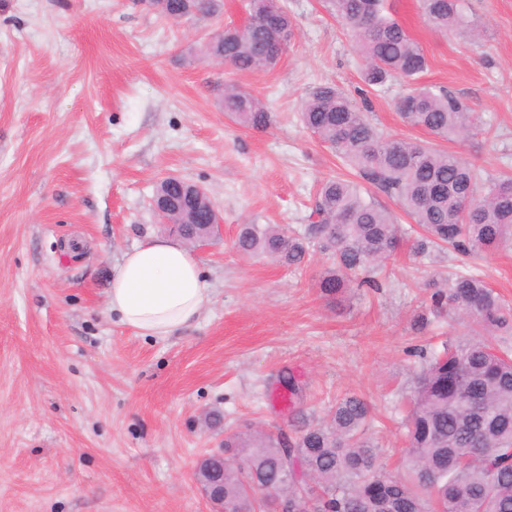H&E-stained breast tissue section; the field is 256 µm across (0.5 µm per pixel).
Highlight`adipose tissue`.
<instances>
[{"instance_id":"adipose-tissue-1","label":"adipose tissue","mask_w":512,"mask_h":512,"mask_svg":"<svg viewBox=\"0 0 512 512\" xmlns=\"http://www.w3.org/2000/svg\"><path fill=\"white\" fill-rule=\"evenodd\" d=\"M208 295L192 252L180 241L154 236L114 268L108 309L140 335L166 338L197 320Z\"/></svg>"}]
</instances>
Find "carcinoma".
Returning <instances> with one entry per match:
<instances>
[{
    "label": "carcinoma",
    "instance_id": "cac0c4a2",
    "mask_svg": "<svg viewBox=\"0 0 512 512\" xmlns=\"http://www.w3.org/2000/svg\"><path fill=\"white\" fill-rule=\"evenodd\" d=\"M364 60L361 79L376 92L399 79L411 84L396 102L402 121L440 140L481 131L471 107L447 89L417 80L427 56L392 17L390 0H325ZM152 11L171 20L179 13L206 21L224 12V0H154ZM250 21L207 34L193 52L228 63L237 72L273 68L279 54L266 48L294 35L280 0H247ZM422 16L441 34H468L462 0H419ZM224 111L240 125L263 130L271 113L258 97L224 86ZM306 129L357 169L360 177L394 197L421 229L417 255L448 246L463 254L512 245V179L487 176L461 156L386 134L367 121L333 83L312 87L301 104ZM168 202L167 219L185 240L197 238L215 211L207 196L180 180H160L154 205ZM314 221L296 231L276 224L241 225L234 248L294 269L314 250L332 266L319 280L333 299L351 283L379 287L404 238L399 224L360 184L329 178L318 187ZM429 311L467 321V332L419 352L404 428V474L388 472L384 450L368 434L371 410L354 393L336 400L329 420L312 423L300 409L292 419L296 454L283 455V431L260 427L224 430V512H272L277 500L315 498L317 512H512V305L471 272L432 283ZM306 470L305 494L288 495L289 476Z\"/></svg>",
    "mask_w": 512,
    "mask_h": 512
}]
</instances>
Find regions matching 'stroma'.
<instances>
[{
    "mask_svg": "<svg viewBox=\"0 0 512 512\" xmlns=\"http://www.w3.org/2000/svg\"><path fill=\"white\" fill-rule=\"evenodd\" d=\"M285 2L295 39L276 68L240 73L188 49L242 24V0L176 25L133 0H0V512H210L192 473L224 432L204 414L288 429L283 374L317 421L345 394L364 398L396 469L394 407L411 395L417 351L466 329L445 315L416 329L427 283L467 269L512 303V246H405L378 287L333 304L318 286L327 255L294 270L234 249L240 225L301 228L322 180L355 176L300 122L314 84L341 87L383 132L429 138L397 114L400 81L362 96L363 62L322 0ZM464 12L476 37L439 35L417 0H394L428 57L421 83L447 86L483 129L444 149L512 175V0H464ZM228 83L267 104L268 129L225 114ZM171 174L206 189L223 227L191 248L210 288L197 321L154 339L107 301L122 255L168 235L152 197Z\"/></svg>",
    "mask_w": 512,
    "mask_h": 512,
    "instance_id": "35a3bbf8",
    "label": "stroma"
}]
</instances>
